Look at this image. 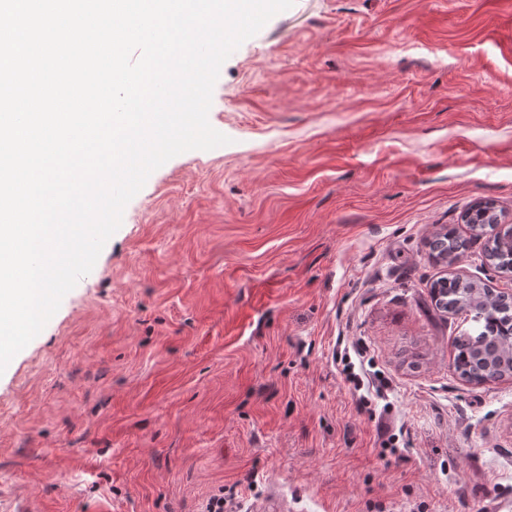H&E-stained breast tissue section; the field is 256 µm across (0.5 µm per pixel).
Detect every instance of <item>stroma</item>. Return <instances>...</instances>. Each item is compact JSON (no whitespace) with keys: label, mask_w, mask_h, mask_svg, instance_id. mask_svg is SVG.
<instances>
[{"label":"stroma","mask_w":512,"mask_h":512,"mask_svg":"<svg viewBox=\"0 0 512 512\" xmlns=\"http://www.w3.org/2000/svg\"><path fill=\"white\" fill-rule=\"evenodd\" d=\"M227 145L150 174L0 374V492L39 512H494L512 377L453 366L442 274L512 290V0H295L224 62ZM457 226L444 266L427 241ZM365 350L358 408L336 357ZM389 410L396 449L381 447ZM476 207L486 208L485 218L491 217L492 224H484L481 220V212L474 211L470 206L466 211L474 212L470 223H467L469 229L474 232L476 236L489 234L487 240V252L491 256V264L497 269H508L512 266V233L509 235V229L498 228L499 224H503L502 216L497 206L492 201H483L475 205ZM437 238L440 239L445 246L442 249L429 247L431 251L430 254L441 261L448 258V264L457 260L468 249L469 239L459 235L452 227L448 226V229H445L444 232H440Z\"/></svg>","instance_id":"1"}]
</instances>
